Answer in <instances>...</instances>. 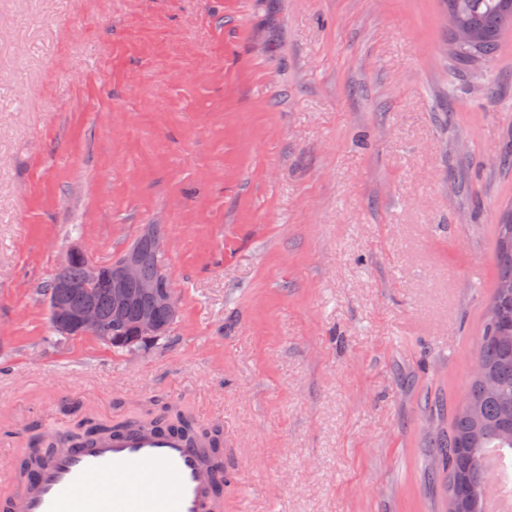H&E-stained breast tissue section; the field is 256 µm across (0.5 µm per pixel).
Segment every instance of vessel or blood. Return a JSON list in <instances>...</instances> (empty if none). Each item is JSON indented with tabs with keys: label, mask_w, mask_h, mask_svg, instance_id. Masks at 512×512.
<instances>
[{
	"label": "vessel or blood",
	"mask_w": 512,
	"mask_h": 512,
	"mask_svg": "<svg viewBox=\"0 0 512 512\" xmlns=\"http://www.w3.org/2000/svg\"><path fill=\"white\" fill-rule=\"evenodd\" d=\"M52 440L0 470V512H223L200 439L129 427Z\"/></svg>",
	"instance_id": "b4317fda"
}]
</instances>
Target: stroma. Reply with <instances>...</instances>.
<instances>
[{
  "label": "stroma",
  "instance_id": "obj_1",
  "mask_svg": "<svg viewBox=\"0 0 512 512\" xmlns=\"http://www.w3.org/2000/svg\"><path fill=\"white\" fill-rule=\"evenodd\" d=\"M0 466L21 433L224 429V512H445L512 207V30L459 76L443 0H0ZM165 227L166 337L49 344L68 249Z\"/></svg>",
  "mask_w": 512,
  "mask_h": 512
}]
</instances>
